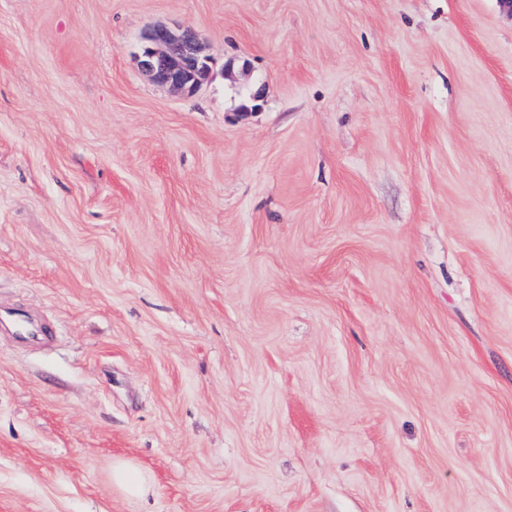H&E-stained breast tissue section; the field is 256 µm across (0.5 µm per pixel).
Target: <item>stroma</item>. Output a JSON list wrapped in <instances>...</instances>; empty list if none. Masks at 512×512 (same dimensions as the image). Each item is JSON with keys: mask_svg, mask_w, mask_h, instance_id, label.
Segmentation results:
<instances>
[{"mask_svg": "<svg viewBox=\"0 0 512 512\" xmlns=\"http://www.w3.org/2000/svg\"><path fill=\"white\" fill-rule=\"evenodd\" d=\"M0 306V512H512V12L0 0ZM144 41L140 66L153 83L193 95L208 81L210 58L191 28L154 24ZM115 479L132 495L143 496L148 492L147 481L141 476L133 474L127 467H117Z\"/></svg>", "mask_w": 512, "mask_h": 512, "instance_id": "obj_1", "label": "stroma"}]
</instances>
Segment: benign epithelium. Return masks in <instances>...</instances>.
I'll list each match as a JSON object with an SVG mask.
<instances>
[{"label":"benign epithelium","instance_id":"obj_1","mask_svg":"<svg viewBox=\"0 0 512 512\" xmlns=\"http://www.w3.org/2000/svg\"><path fill=\"white\" fill-rule=\"evenodd\" d=\"M144 41L140 66L153 83L193 95L208 81L210 58L192 29L154 24Z\"/></svg>","mask_w":512,"mask_h":512}]
</instances>
